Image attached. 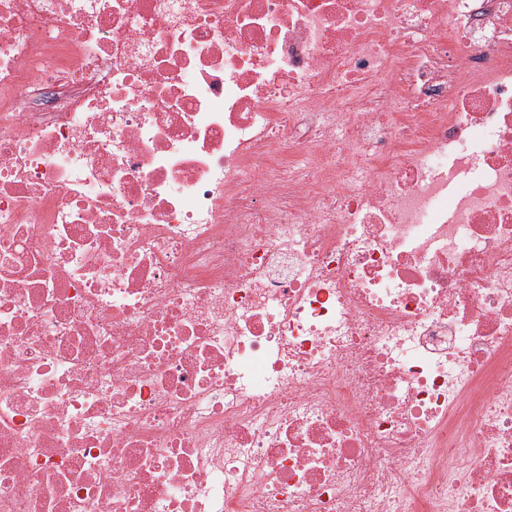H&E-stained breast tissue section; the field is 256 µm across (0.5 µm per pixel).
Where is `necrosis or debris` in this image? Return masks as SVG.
<instances>
[{
	"label": "necrosis or debris",
	"mask_w": 512,
	"mask_h": 512,
	"mask_svg": "<svg viewBox=\"0 0 512 512\" xmlns=\"http://www.w3.org/2000/svg\"><path fill=\"white\" fill-rule=\"evenodd\" d=\"M0 512H512V0H0Z\"/></svg>",
	"instance_id": "necrosis-or-debris-1"
}]
</instances>
